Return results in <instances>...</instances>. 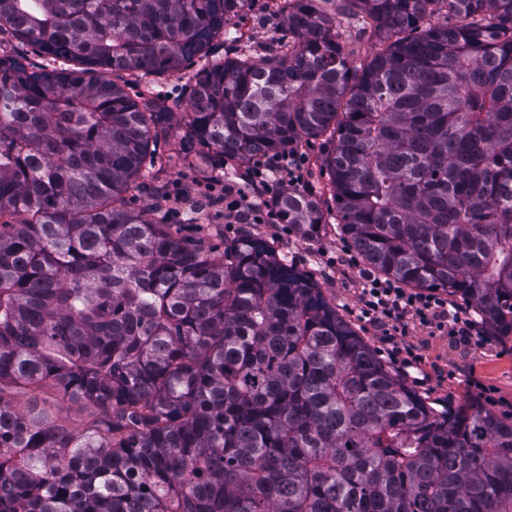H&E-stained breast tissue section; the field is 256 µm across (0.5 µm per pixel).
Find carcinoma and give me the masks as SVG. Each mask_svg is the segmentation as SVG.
<instances>
[{
	"label": "carcinoma",
	"mask_w": 512,
	"mask_h": 512,
	"mask_svg": "<svg viewBox=\"0 0 512 512\" xmlns=\"http://www.w3.org/2000/svg\"><path fill=\"white\" fill-rule=\"evenodd\" d=\"M214 57L252 0H0V512H512V424L410 391L318 283L257 235L215 257L129 208L166 135L113 76L193 77L183 154L248 167L327 137L334 215L378 275L512 336V0H350L386 45L351 71L333 18ZM455 16L458 23L448 25ZM96 406L90 431L36 400ZM33 396L40 407H44L57 417L58 422L69 429L84 430L93 425L100 411L91 404L70 401L51 384H45L34 392L22 393L16 397L18 407L25 405L29 396Z\"/></svg>",
	"instance_id": "carcinoma-1"
}]
</instances>
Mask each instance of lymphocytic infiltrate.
<instances>
[{
	"instance_id": "obj_1",
	"label": "lymphocytic infiltrate",
	"mask_w": 512,
	"mask_h": 512,
	"mask_svg": "<svg viewBox=\"0 0 512 512\" xmlns=\"http://www.w3.org/2000/svg\"><path fill=\"white\" fill-rule=\"evenodd\" d=\"M307 159L302 152L288 150L260 158L251 169L257 187V201L250 202L235 196L233 190L223 195L197 198L192 189H183L180 203L188 214L198 212L200 206H223L224 218L230 224H273L277 221L271 209L270 198L286 188L306 186ZM361 284L358 317L378 328L381 339L389 347L388 353L403 368L416 367L420 357L406 336L410 323L428 329L430 333H445L454 342L464 346L477 344L481 331L472 315L449 304L447 297L435 292H418L402 287L398 282L377 276L362 267L357 257H349Z\"/></svg>"
}]
</instances>
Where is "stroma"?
Wrapping results in <instances>:
<instances>
[{"mask_svg": "<svg viewBox=\"0 0 512 512\" xmlns=\"http://www.w3.org/2000/svg\"><path fill=\"white\" fill-rule=\"evenodd\" d=\"M318 6L336 22V31L344 47L351 69H360L367 55L379 48L380 42L373 26L355 13L348 0H317ZM283 0H254L242 19H233L225 27L224 52H232L241 40H248L257 57L267 55L284 34L281 8ZM191 78L190 73L160 75L147 86L128 83L130 95L146 93L154 111L167 115L168 136L160 150L168 159L162 169L152 170L148 184L174 190L177 184L196 185L197 173L182 158L181 147L186 136L183 109L174 108L175 99L183 97ZM212 227L220 229L225 239L238 238L248 231L276 239L289 262L310 275L324 294L336 305L337 312L346 319L374 352L383 345L378 333L356 317L360 283L358 273L346 265H331V258L348 249L347 239L328 227L313 240H301L289 233L284 224H228L223 218L211 219ZM408 342L415 344L423 358L420 369L410 370L404 383L436 408L455 407L471 401L481 409L495 414L500 420L512 423V337H487L483 347L466 348L453 344L445 336H431L422 329H410ZM35 398L57 417L60 424L74 430L92 426L99 411L91 404L66 398L56 387L46 384L33 395H18L17 405L27 398Z\"/></svg>", "mask_w": 512, "mask_h": 512, "instance_id": "obj_1", "label": "stroma"}]
</instances>
